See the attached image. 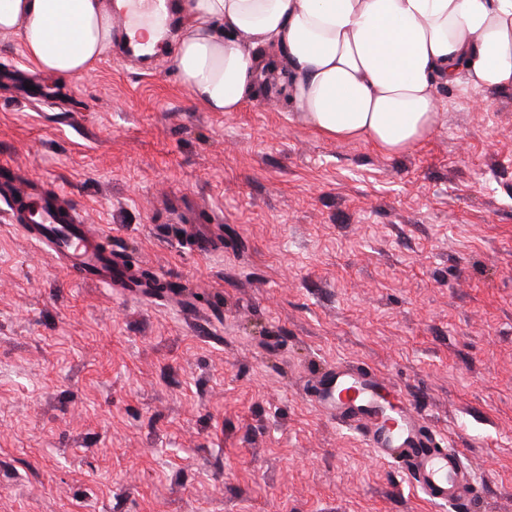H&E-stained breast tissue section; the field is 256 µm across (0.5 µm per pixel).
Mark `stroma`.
Instances as JSON below:
<instances>
[{
    "label": "stroma",
    "mask_w": 512,
    "mask_h": 512,
    "mask_svg": "<svg viewBox=\"0 0 512 512\" xmlns=\"http://www.w3.org/2000/svg\"><path fill=\"white\" fill-rule=\"evenodd\" d=\"M263 83L212 112L172 46L58 78L0 34V167L184 287L69 277L0 192V512H458L312 404L339 360L460 453L473 512H512V87H439L389 155Z\"/></svg>",
    "instance_id": "35a3bbf8"
}]
</instances>
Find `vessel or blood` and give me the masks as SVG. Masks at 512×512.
Here are the masks:
<instances>
[{"label": "vessel or blood", "mask_w": 512, "mask_h": 512, "mask_svg": "<svg viewBox=\"0 0 512 512\" xmlns=\"http://www.w3.org/2000/svg\"><path fill=\"white\" fill-rule=\"evenodd\" d=\"M15 190L29 198V232L62 259L72 277L130 284L121 260L100 248L95 225L61 211L50 196L20 184ZM386 388L377 373L339 362L324 370L311 396L328 415L360 426L377 455L397 462L426 500L441 505L470 502L477 487L459 455L439 447L412 405L387 409L382 400Z\"/></svg>", "instance_id": "vessel-or-blood-1"}]
</instances>
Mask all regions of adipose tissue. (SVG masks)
Here are the masks:
<instances>
[{"instance_id":"obj_1","label":"adipose tissue","mask_w":512,"mask_h":512,"mask_svg":"<svg viewBox=\"0 0 512 512\" xmlns=\"http://www.w3.org/2000/svg\"><path fill=\"white\" fill-rule=\"evenodd\" d=\"M174 65L213 112L257 96L261 68L284 74L294 117L332 140L400 154L440 122L439 84L512 87V0H184ZM0 33L30 63L86 74L112 46L104 0H0Z\"/></svg>"}]
</instances>
